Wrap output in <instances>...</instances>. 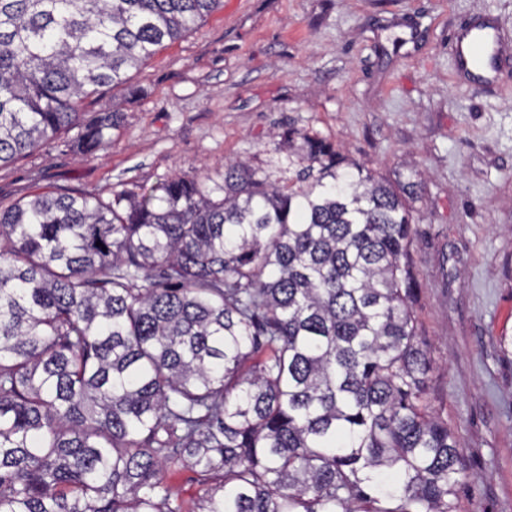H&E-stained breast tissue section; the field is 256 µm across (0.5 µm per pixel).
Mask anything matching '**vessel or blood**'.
<instances>
[{
  "mask_svg": "<svg viewBox=\"0 0 512 512\" xmlns=\"http://www.w3.org/2000/svg\"><path fill=\"white\" fill-rule=\"evenodd\" d=\"M506 42V34L495 19L472 18L455 33L456 71L476 87L498 81L504 68Z\"/></svg>",
  "mask_w": 512,
  "mask_h": 512,
  "instance_id": "vessel-or-blood-1",
  "label": "vessel or blood"
}]
</instances>
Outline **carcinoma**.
Returning <instances> with one entry per match:
<instances>
[{"label": "carcinoma", "instance_id": "cac0c4a2", "mask_svg": "<svg viewBox=\"0 0 512 512\" xmlns=\"http://www.w3.org/2000/svg\"><path fill=\"white\" fill-rule=\"evenodd\" d=\"M224 0H0V166L74 130ZM299 186L35 194L0 210V512H455L422 403L409 182L306 134ZM188 469L202 495L169 484Z\"/></svg>", "mask_w": 512, "mask_h": 512}]
</instances>
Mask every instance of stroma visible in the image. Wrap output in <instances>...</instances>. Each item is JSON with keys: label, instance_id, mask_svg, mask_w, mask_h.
<instances>
[{"label": "stroma", "instance_id": "1", "mask_svg": "<svg viewBox=\"0 0 512 512\" xmlns=\"http://www.w3.org/2000/svg\"><path fill=\"white\" fill-rule=\"evenodd\" d=\"M478 15L512 34V0H224L88 100L123 115L104 150L80 157L68 132L0 166V208L203 179L228 159L285 180L302 167L291 128L391 184L418 182L424 402L461 443L457 512H512V80L477 90L456 76L454 31Z\"/></svg>", "mask_w": 512, "mask_h": 512}]
</instances>
